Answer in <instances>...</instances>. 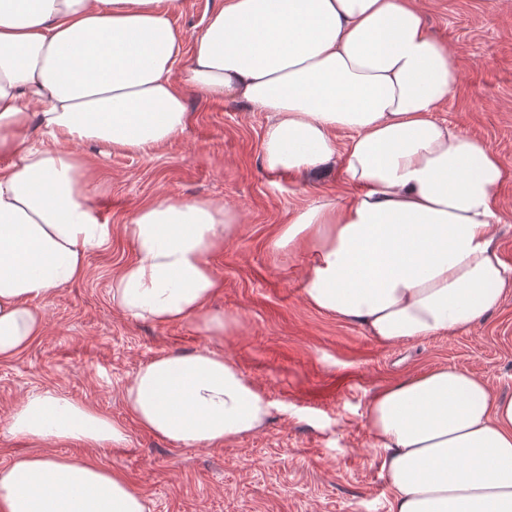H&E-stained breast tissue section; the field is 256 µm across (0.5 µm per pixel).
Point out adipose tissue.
Returning <instances> with one entry per match:
<instances>
[{
	"mask_svg": "<svg viewBox=\"0 0 512 512\" xmlns=\"http://www.w3.org/2000/svg\"><path fill=\"white\" fill-rule=\"evenodd\" d=\"M180 7L0 0V156L10 159L0 166V361L42 335L33 299L81 281L110 238L75 145L159 147L184 132L190 92L267 113L269 172L338 164L349 198L319 195L269 243L309 255L303 291L318 311L394 343L469 329L512 293L491 234L504 163L438 119L458 69L416 0H221L191 40L174 21ZM33 129L43 139L26 144ZM239 222L207 199L145 204L124 226L136 257L113 275V303L134 319L197 318L222 334L210 256ZM124 402L141 429L184 447L250 435L271 409L207 348L153 358ZM366 423L390 512H512V398L475 373L440 366L388 385ZM7 431L36 450L0 467V512H148L119 470L60 452L123 445L110 415L46 390L11 412Z\"/></svg>",
	"mask_w": 512,
	"mask_h": 512,
	"instance_id": "ef3b65f1",
	"label": "adipose tissue"
}]
</instances>
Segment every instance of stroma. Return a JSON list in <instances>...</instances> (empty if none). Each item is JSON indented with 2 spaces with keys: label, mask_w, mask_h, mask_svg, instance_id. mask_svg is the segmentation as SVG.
<instances>
[{
  "label": "stroma",
  "mask_w": 512,
  "mask_h": 512,
  "mask_svg": "<svg viewBox=\"0 0 512 512\" xmlns=\"http://www.w3.org/2000/svg\"><path fill=\"white\" fill-rule=\"evenodd\" d=\"M431 34L453 53L460 80L440 117L501 156L496 191L502 221L492 228L512 266V0H418ZM189 120L177 138L133 153L98 140L76 148L101 190L94 205L112 228L91 251L83 280L37 301L44 332L0 362V466L28 453L6 427L13 406L52 390L110 415L124 445L71 448L74 456L119 469L150 512H389L364 413L378 389L454 365L512 397V294L464 332L383 344L357 324L305 299L304 255H274L270 238L292 211L320 194L348 197L338 167L294 176L261 161L266 113L248 105L187 96ZM209 199L241 222L211 256L219 290L213 310L233 318L223 335L197 323L163 326L129 318L112 302V277L135 257L123 227L160 198ZM210 348L233 360L271 402L256 432L216 447H181L141 430L123 390L161 354Z\"/></svg>",
  "instance_id": "1"
}]
</instances>
